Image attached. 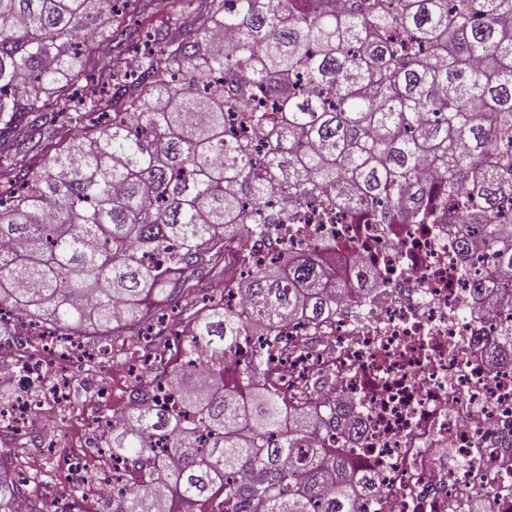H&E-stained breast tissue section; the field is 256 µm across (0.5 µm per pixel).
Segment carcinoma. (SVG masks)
<instances>
[{
	"label": "carcinoma",
	"instance_id": "1",
	"mask_svg": "<svg viewBox=\"0 0 512 512\" xmlns=\"http://www.w3.org/2000/svg\"><path fill=\"white\" fill-rule=\"evenodd\" d=\"M116 2L0 0V181L14 187L0 196V336L22 335L15 307L64 336L132 332L178 301L216 244L247 235L271 249L274 225L301 223L311 202L358 224H471L512 293V234L496 226L512 214V0H201L181 26H116L93 86L73 92ZM242 105L250 136L236 139ZM270 196L276 208L246 211ZM332 258L314 245L254 266L238 283L243 317L202 304L186 349L213 357L207 375L192 359L173 367L170 407L133 386L103 431L132 476L112 512L220 487L224 512H357L360 479L324 446L336 416L284 413L252 380L259 356L228 375L250 328L320 320L366 286L364 271L336 280ZM20 497L41 503L38 480L0 460V512Z\"/></svg>",
	"mask_w": 512,
	"mask_h": 512
}]
</instances>
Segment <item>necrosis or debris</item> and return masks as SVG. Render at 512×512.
<instances>
[{
    "label": "necrosis or debris",
    "mask_w": 512,
    "mask_h": 512,
    "mask_svg": "<svg viewBox=\"0 0 512 512\" xmlns=\"http://www.w3.org/2000/svg\"><path fill=\"white\" fill-rule=\"evenodd\" d=\"M305 216L278 226L279 254L322 243L339 277L363 267L373 277L322 320L243 336L238 367L288 336L295 358L271 355L256 380L286 409L337 415L326 444L370 482L358 512H473L492 489L496 512H512V366L496 360L512 350V309L500 299L490 244L479 238L461 251L443 222L348 224L314 204ZM53 335L27 322L25 343L43 352L19 351L12 371L41 381Z\"/></svg>",
    "instance_id": "4bbe7bcc"
}]
</instances>
